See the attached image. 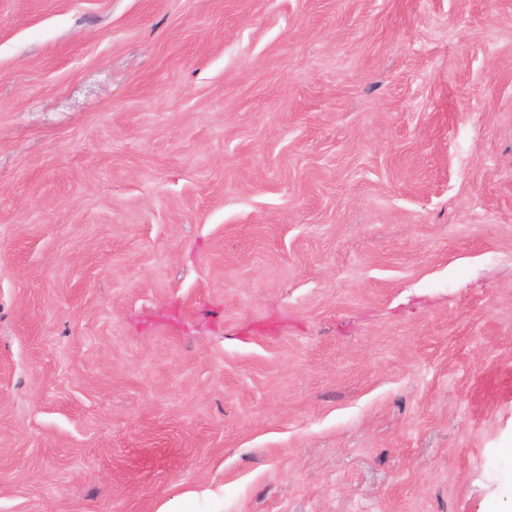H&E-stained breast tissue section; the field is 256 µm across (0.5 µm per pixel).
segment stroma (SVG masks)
Returning a JSON list of instances; mask_svg holds the SVG:
<instances>
[{
    "instance_id": "stroma-1",
    "label": "stroma",
    "mask_w": 512,
    "mask_h": 512,
    "mask_svg": "<svg viewBox=\"0 0 512 512\" xmlns=\"http://www.w3.org/2000/svg\"><path fill=\"white\" fill-rule=\"evenodd\" d=\"M512 512V0H0V512Z\"/></svg>"
}]
</instances>
